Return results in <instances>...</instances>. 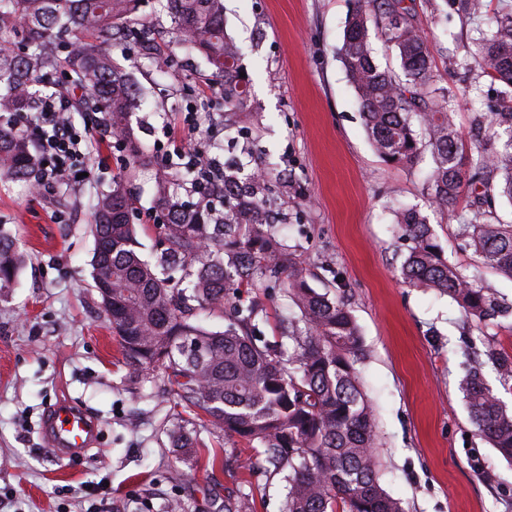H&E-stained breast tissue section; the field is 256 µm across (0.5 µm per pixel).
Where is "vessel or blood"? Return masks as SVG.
I'll return each instance as SVG.
<instances>
[{
	"label": "vessel or blood",
	"mask_w": 512,
	"mask_h": 512,
	"mask_svg": "<svg viewBox=\"0 0 512 512\" xmlns=\"http://www.w3.org/2000/svg\"><path fill=\"white\" fill-rule=\"evenodd\" d=\"M99 432V422L87 412L69 404L54 406L44 421L46 441L57 457L83 452Z\"/></svg>",
	"instance_id": "1"
}]
</instances>
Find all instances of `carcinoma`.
Masks as SVG:
<instances>
[{"instance_id":"cac0c4a2","label":"carcinoma","mask_w":512,"mask_h":512,"mask_svg":"<svg viewBox=\"0 0 512 512\" xmlns=\"http://www.w3.org/2000/svg\"><path fill=\"white\" fill-rule=\"evenodd\" d=\"M138 0H0V38L22 35L25 51L0 49V178L34 176L32 141L6 118L33 109L42 87L59 72L76 98L77 111L97 118L100 135L121 136L129 147L122 178L102 193L91 224L109 248L93 255V288H112V330L126 359L139 368L159 367L171 395L201 409L224 436L239 438L284 474V512H402L381 486L373 448L374 409L356 369L359 329L347 305L312 288L303 271L288 266L274 225L258 194L262 184L224 176V221L215 223L204 201L179 202L177 175L157 185V205L167 212V247L153 261L139 252L127 218L134 199L123 178L151 162L134 140L129 115L141 105L130 75L112 59V46L128 36ZM176 45L197 51L224 77V104L241 106L238 52L224 35L221 0H166ZM399 60L401 74L375 62L368 19ZM339 58L355 90L368 137L384 159L411 161L431 151L432 202L454 206L464 166L483 178L477 201L498 194L512 203V108L473 116L476 156L466 159L455 128L448 90L435 85L431 46L405 0H357ZM464 66L512 88V11L495 15ZM408 241L400 272L410 286L449 296L467 318L486 326L512 316V303L461 273L444 257L427 217L414 207L396 214ZM459 236L483 264L512 276V222L479 215L458 222ZM24 265L16 244L0 234V289L15 282ZM186 272L174 281L172 271ZM284 278L292 314L283 342L257 335L254 305L234 306V321L213 331L196 309L224 307L239 289ZM205 344L199 360L194 344ZM458 380L472 423L503 458L512 461V412L484 383L490 363L512 380V354L488 348ZM249 495L229 498L224 512H252Z\"/></svg>"}]
</instances>
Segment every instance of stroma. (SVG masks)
<instances>
[{
	"label": "stroma",
	"instance_id": "stroma-1",
	"mask_svg": "<svg viewBox=\"0 0 512 512\" xmlns=\"http://www.w3.org/2000/svg\"><path fill=\"white\" fill-rule=\"evenodd\" d=\"M224 31L249 80L241 111L200 119L192 140L220 165L250 152L267 173L270 215L290 266L319 291L342 299L359 328L357 369L375 408L380 481L404 512H512V463L473 425L457 378L486 346L512 353V317L487 327L450 297L405 284L406 252L394 212L427 215L449 262L478 275L512 302V278L485 267L457 235L456 215L473 216L471 192L447 213L434 209L429 152L389 162L373 149L338 56L355 0H223ZM422 35L434 45L432 70L452 93L463 144L474 113H491L507 86L477 76L461 60L487 32L483 20L446 0H414ZM132 26L151 39L116 43L114 60L144 103L130 116L152 164L127 183L131 221L145 258L160 249L166 217L159 175L183 173L157 145L202 90L223 87L201 59L172 45V20L159 0H139ZM125 150L94 137L76 169L90 177L36 192L30 180H0V232L26 257L13 288L0 290V495L9 512H224L244 492L254 512H282L285 483L262 457L244 451L220 463L237 440L197 408L164 392L158 368L132 372L92 286V205L112 184ZM260 306L259 333L280 338L286 300L275 280L242 289ZM66 402L100 424L96 443L56 457L42 434L47 410ZM189 418L193 449L176 448V416ZM493 480H485V473Z\"/></svg>",
	"mask_w": 512,
	"mask_h": 512
}]
</instances>
